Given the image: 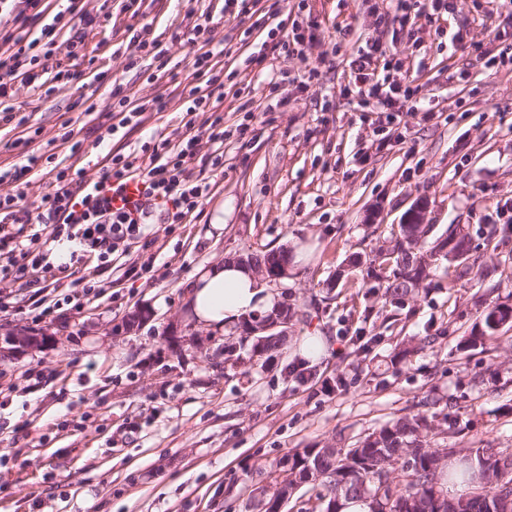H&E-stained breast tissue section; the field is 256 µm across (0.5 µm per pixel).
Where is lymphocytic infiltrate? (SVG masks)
<instances>
[{"label": "lymphocytic infiltrate", "instance_id": "f902f5d3", "mask_svg": "<svg viewBox=\"0 0 512 512\" xmlns=\"http://www.w3.org/2000/svg\"><path fill=\"white\" fill-rule=\"evenodd\" d=\"M49 6V0H13L11 24L0 28V100L7 102L18 79L37 88L72 80L70 71H49L47 62L55 53L61 30L69 32V48H77L95 17L82 9L69 20L64 12L50 13ZM319 31V23L311 18L294 21L287 33L273 27L249 61L260 67L279 56H292L303 63L311 77H318L319 66L310 62L303 46L306 41L318 40ZM147 56L155 61L157 72H165L167 50L153 37L150 23L145 22L131 32L125 49L126 68H134ZM403 66V61L388 54L377 38L367 40L349 61V78L356 94L375 100L392 128L400 127L405 113L415 111L421 92L420 85L396 79V71ZM192 67L196 75L205 77L206 85L190 87L184 96L187 119L178 140L153 138L133 150L120 147L107 152L102 158L103 175L96 181L87 180L79 169L52 168L50 190L30 203L20 192L0 194V280L18 281L27 289L23 314L32 323L53 319L65 307L82 309L89 296L99 294L101 284L97 281L60 296L47 293V282L55 273L68 271L84 259L96 258L99 272L116 274L121 280L151 272L152 261L119 265L115 258L128 253L139 241H155L158 232L172 233L188 217L201 212L213 187L207 171L224 168L223 153H202V141L220 144L232 133L241 141L254 134L255 115L249 110L234 130L225 129L221 109L224 73L211 64L209 54L195 56ZM110 94L113 109L105 122L93 129L99 144L127 138L140 125L142 113L162 112L168 106L159 95L131 99L117 79L112 82ZM200 111L209 115L201 136L192 131L193 116ZM132 179L141 182L144 203L134 211L113 207V196ZM43 238L71 244L68 261L51 262L48 252L39 245Z\"/></svg>", "mask_w": 512, "mask_h": 512}]
</instances>
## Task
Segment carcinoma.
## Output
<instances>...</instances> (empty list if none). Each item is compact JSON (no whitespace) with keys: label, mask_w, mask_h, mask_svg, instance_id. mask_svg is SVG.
I'll list each match as a JSON object with an SVG mask.
<instances>
[{"label":"carcinoma","mask_w":512,"mask_h":512,"mask_svg":"<svg viewBox=\"0 0 512 512\" xmlns=\"http://www.w3.org/2000/svg\"><path fill=\"white\" fill-rule=\"evenodd\" d=\"M408 227L398 225L395 244L379 251L380 264L390 267L384 277L383 296L399 307L413 298L429 279L431 263L448 259L443 248L454 243L461 250V260L471 251L470 238L457 227L450 226L440 234L407 240ZM421 257L423 263L414 260ZM257 265L281 266L288 264V251L280 248L250 253ZM455 257L451 261L459 260ZM512 314V305L495 304L484 315L464 342L463 348L483 346L493 340L498 328L493 317ZM256 317L250 316L241 324L238 342H224V353L234 363L242 359L233 357L237 346H249V360L270 361L283 346L287 337L277 332L261 336H248L246 332ZM438 430L434 419L424 413L403 416L378 432L358 440L351 448L326 445L297 450L287 456L288 469L282 478L275 479L278 486L273 493L264 494L262 512H278L279 498L290 487L289 473L295 472L304 485L318 488L317 504L302 512H346L348 504L358 501L369 505V512H450L452 504L464 505V512H496L498 504L512 495V454L496 448H477L471 456L457 461L458 467L448 469V457L432 448L428 440ZM493 471V478L484 485H476L479 474ZM449 481H461L470 491L458 497L446 495Z\"/></svg>","instance_id":"carcinoma-1"}]
</instances>
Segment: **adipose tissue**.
<instances>
[{
	"label": "adipose tissue",
	"instance_id": "obj_1",
	"mask_svg": "<svg viewBox=\"0 0 512 512\" xmlns=\"http://www.w3.org/2000/svg\"><path fill=\"white\" fill-rule=\"evenodd\" d=\"M189 289L188 320L216 330L270 311L278 300L274 289L233 259L199 271Z\"/></svg>",
	"mask_w": 512,
	"mask_h": 512
}]
</instances>
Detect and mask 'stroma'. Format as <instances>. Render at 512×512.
<instances>
[{"instance_id": "1", "label": "stroma", "mask_w": 512, "mask_h": 512, "mask_svg": "<svg viewBox=\"0 0 512 512\" xmlns=\"http://www.w3.org/2000/svg\"><path fill=\"white\" fill-rule=\"evenodd\" d=\"M79 3L97 20L84 49L61 63L82 72L83 86L42 97L14 85L29 127L40 131L37 146L53 147L63 165L101 177L108 147L88 131L112 109L116 73L131 98L170 101L166 111L144 113L125 146L183 133L180 89L198 83L191 62L199 46H171L170 74L156 81L148 65L124 71L116 51L146 16L168 43L191 8L209 13L210 48L225 72L238 74V84L224 86L225 127L237 124L245 103L258 131L247 143L225 140L224 171L212 174L199 219L131 249L132 261L155 256L151 280L114 284L83 310L36 326L16 312L26 295L20 283L0 282V301L10 306L0 312V336L32 328L47 338L23 357L0 354V512H252L284 456L347 447L419 412L442 427L431 447L512 453V325L486 347H460L489 305H512V223L495 212L497 203L512 204V71L491 72L472 48L512 46V29L484 17L478 0H453L450 25L463 42L429 38L417 49L408 33L376 28L367 0H282L274 21L283 31L307 16L322 28L320 42L306 47L321 74L303 90L296 59L247 64L268 28L225 17L224 0H144L139 16L126 0ZM345 25L355 39L341 44L336 30ZM375 32L422 87L399 139H386L375 113L343 93L356 38ZM273 81L284 107L269 94ZM83 94L94 111L75 108ZM66 129L83 140L79 153L59 142ZM418 200L428 202L437 230L455 224L470 234L471 271L438 261L428 289L386 308L376 279L345 265L353 253L372 258L387 247ZM272 248L295 257L277 285L297 311L287 344L266 365L225 363L223 336L186 320L188 282L226 258ZM141 308L152 320L122 332ZM313 336L326 349L311 366L315 380L302 383L288 367ZM415 344L418 353L400 356Z\"/></svg>"}]
</instances>
